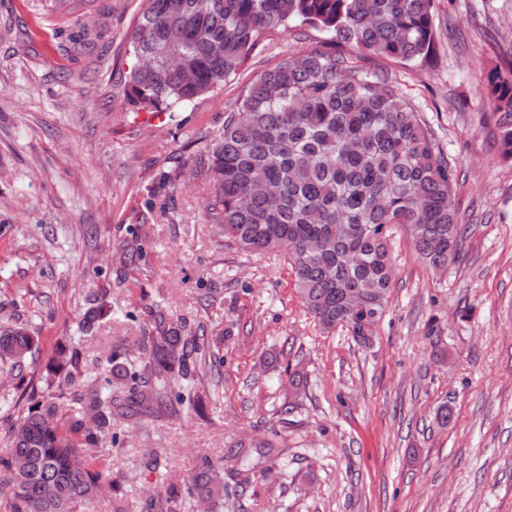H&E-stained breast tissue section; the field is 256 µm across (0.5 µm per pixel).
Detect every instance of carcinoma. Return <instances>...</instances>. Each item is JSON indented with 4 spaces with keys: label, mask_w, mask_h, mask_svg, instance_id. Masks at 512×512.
Masks as SVG:
<instances>
[{
    "label": "carcinoma",
    "mask_w": 512,
    "mask_h": 512,
    "mask_svg": "<svg viewBox=\"0 0 512 512\" xmlns=\"http://www.w3.org/2000/svg\"><path fill=\"white\" fill-rule=\"evenodd\" d=\"M309 26L341 52L290 53L241 93L224 125L210 135L197 175L209 179V223L246 252H280L299 298L325 330L366 341L386 313L397 276L390 240L409 238L434 270L460 256L465 227L449 205L455 169L417 107L371 56L424 64L436 52L432 0H145L131 37L134 65L125 80L129 105L180 112L224 87L247 64L260 39L290 24ZM484 96L496 116L501 156L512 161V59L488 73ZM143 244L130 245L123 276L138 269ZM351 292L363 298L358 309ZM80 320L89 332L110 313L94 298ZM138 355L121 345L99 362L105 385H86L79 355L59 348L50 360L52 393L31 398L9 428L12 448L0 471L13 486L10 512H72L94 498L108 474L84 460V448L130 421L135 410L177 404L204 415L184 381L223 364L203 326L168 323L149 313ZM38 337L24 323L0 330V364L20 373ZM73 414L64 424L57 400ZM224 460L203 458L180 487L151 497L156 512L204 500L223 512Z\"/></svg>",
    "instance_id": "obj_1"
}]
</instances>
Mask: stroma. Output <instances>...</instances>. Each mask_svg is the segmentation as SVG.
I'll use <instances>...</instances> for the list:
<instances>
[{
	"label": "stroma",
	"mask_w": 512,
	"mask_h": 512,
	"mask_svg": "<svg viewBox=\"0 0 512 512\" xmlns=\"http://www.w3.org/2000/svg\"><path fill=\"white\" fill-rule=\"evenodd\" d=\"M144 0H0V327L23 322L39 347L22 375L0 372V455L30 393H44L58 345L76 349L96 388L95 359L137 352L152 308L224 339V365L192 386L208 419L142 417L90 449L112 486L73 512H147L201 458L233 480L240 443L282 450L288 468L255 477L224 512H512V162L484 126L481 83L512 55V0H433L437 53L428 66L374 59L433 128L459 173L454 203L470 225L459 260L436 273L396 235L398 278L369 345L325 333L283 260L216 235L196 174L212 132L256 74L320 46L291 27L268 35L241 74L184 111L130 106L123 79ZM103 57L91 63L79 28ZM172 197H152L160 174ZM147 257L120 275L129 242ZM112 309L95 332L85 301ZM308 381L283 410L285 367ZM447 407V425L437 413Z\"/></svg>",
	"instance_id": "obj_1"
}]
</instances>
